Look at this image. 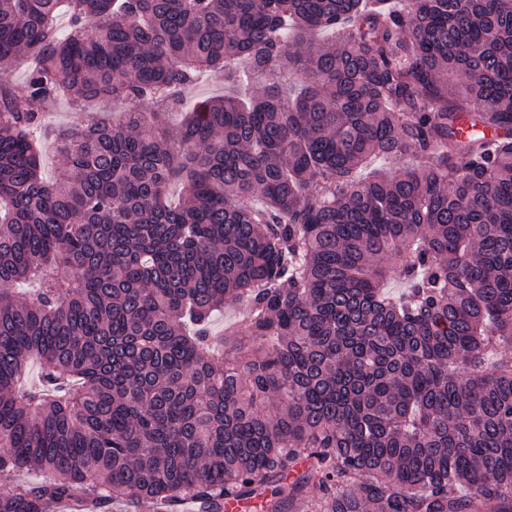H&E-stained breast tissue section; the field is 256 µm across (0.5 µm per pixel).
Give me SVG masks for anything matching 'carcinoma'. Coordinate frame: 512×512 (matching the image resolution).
Masks as SVG:
<instances>
[{
    "label": "carcinoma",
    "instance_id": "1",
    "mask_svg": "<svg viewBox=\"0 0 512 512\" xmlns=\"http://www.w3.org/2000/svg\"><path fill=\"white\" fill-rule=\"evenodd\" d=\"M206 72L176 135L135 108ZM56 99L132 108L49 181ZM10 471L0 512H512V0H0ZM224 93V80L208 78L199 83L186 97L183 107L192 108L195 101Z\"/></svg>",
    "mask_w": 512,
    "mask_h": 512
}]
</instances>
